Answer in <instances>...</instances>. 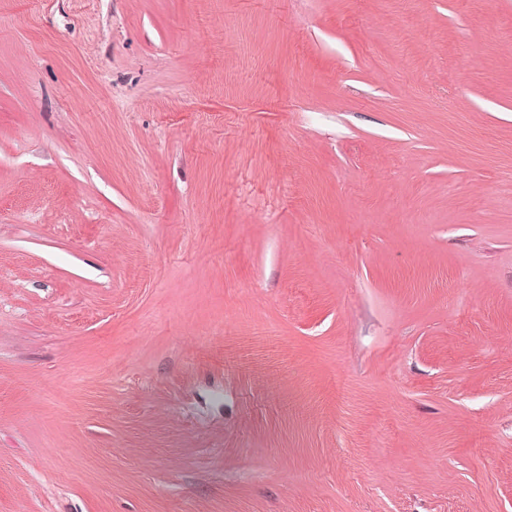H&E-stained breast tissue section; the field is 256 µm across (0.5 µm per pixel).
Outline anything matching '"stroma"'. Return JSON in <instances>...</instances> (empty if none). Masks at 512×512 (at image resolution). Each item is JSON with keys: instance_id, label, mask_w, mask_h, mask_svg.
<instances>
[{"instance_id": "1", "label": "stroma", "mask_w": 512, "mask_h": 512, "mask_svg": "<svg viewBox=\"0 0 512 512\" xmlns=\"http://www.w3.org/2000/svg\"><path fill=\"white\" fill-rule=\"evenodd\" d=\"M0 512H512V0H0Z\"/></svg>"}]
</instances>
